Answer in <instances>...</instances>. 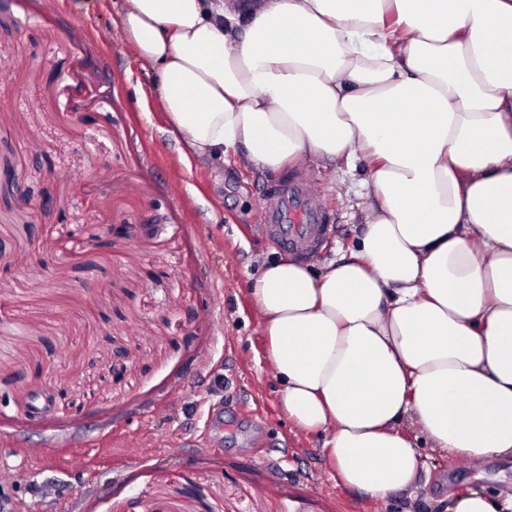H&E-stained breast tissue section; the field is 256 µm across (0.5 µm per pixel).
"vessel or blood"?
Segmentation results:
<instances>
[{
  "mask_svg": "<svg viewBox=\"0 0 512 512\" xmlns=\"http://www.w3.org/2000/svg\"><path fill=\"white\" fill-rule=\"evenodd\" d=\"M271 203L264 218L274 241L283 249L297 251L315 245L332 227L329 212L310 183L298 175L267 184Z\"/></svg>",
  "mask_w": 512,
  "mask_h": 512,
  "instance_id": "b4317fda",
  "label": "vessel or blood"
}]
</instances>
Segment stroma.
<instances>
[{"label":"stroma","mask_w":512,"mask_h":512,"mask_svg":"<svg viewBox=\"0 0 512 512\" xmlns=\"http://www.w3.org/2000/svg\"><path fill=\"white\" fill-rule=\"evenodd\" d=\"M113 0H0V505L5 512H446L512 484V457L423 450L412 493L336 483L324 437L289 422L250 286L288 258L264 220L271 173L197 161ZM355 247L364 167L289 165ZM50 200L31 212L23 194ZM155 223L116 235L105 224Z\"/></svg>","instance_id":"stroma-1"}]
</instances>
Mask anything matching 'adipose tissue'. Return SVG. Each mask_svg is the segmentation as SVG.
<instances>
[{
    "instance_id": "1",
    "label": "adipose tissue",
    "mask_w": 512,
    "mask_h": 512,
    "mask_svg": "<svg viewBox=\"0 0 512 512\" xmlns=\"http://www.w3.org/2000/svg\"><path fill=\"white\" fill-rule=\"evenodd\" d=\"M170 125L215 163H364L365 226L251 295L294 426L338 484L410 490L421 444L512 456V0H120ZM448 512H512L477 490Z\"/></svg>"
}]
</instances>
